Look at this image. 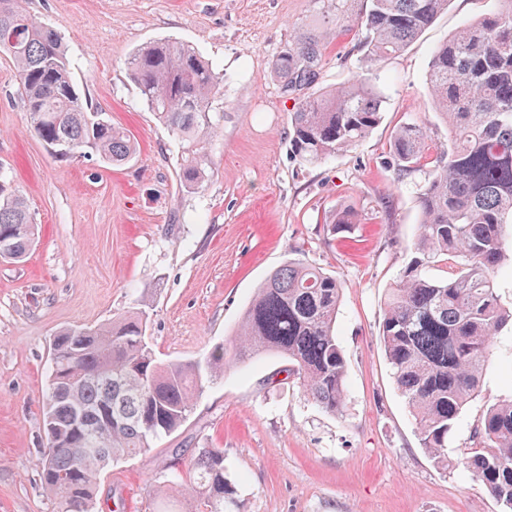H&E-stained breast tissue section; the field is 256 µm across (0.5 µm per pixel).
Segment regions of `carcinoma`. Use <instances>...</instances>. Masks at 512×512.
I'll return each instance as SVG.
<instances>
[{
	"instance_id": "carcinoma-1",
	"label": "carcinoma",
	"mask_w": 512,
	"mask_h": 512,
	"mask_svg": "<svg viewBox=\"0 0 512 512\" xmlns=\"http://www.w3.org/2000/svg\"><path fill=\"white\" fill-rule=\"evenodd\" d=\"M496 2L495 11L440 44L429 62L430 97L449 145L424 172L416 256L388 289L380 338L421 448L438 468L481 480L503 512H512V398L486 406L473 451L448 456V436L480 392L493 339L512 323V309L494 288L506 260L505 229L512 226V0ZM447 7L448 0H366L354 17L364 59L402 52ZM329 37L323 29L281 47L272 74L284 96L318 84ZM0 50L14 65L35 135L68 146L60 158L92 153L121 166L136 156L125 129L83 105L62 38L36 21L24 0H0ZM129 68L147 110L183 144L181 186L202 188L213 165L205 137L217 133V113L224 111V74L192 46L166 38L139 47ZM382 105L372 76L313 92L289 113L291 157L315 165L356 146L381 122ZM426 146V129L417 123L395 131L394 181L419 170ZM356 221L353 211L340 210L330 231L348 233ZM37 236L25 199L0 178V239L10 244L13 260L24 259ZM438 262L448 264L447 275H427L428 264ZM342 290L322 268L290 260L258 288L230 345L200 361H160L146 341L142 309L94 329L59 331L44 400L45 424L56 433L39 459L57 512H90L101 470L181 428L205 384L230 363L279 355L318 406L340 411L347 395L336 334ZM185 473L187 493L203 501L206 512L237 506L224 475V449L199 448L186 470L176 468L154 486L158 512H170V491Z\"/></svg>"
}]
</instances>
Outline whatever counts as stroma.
<instances>
[{"label":"stroma","instance_id":"stroma-1","mask_svg":"<svg viewBox=\"0 0 512 512\" xmlns=\"http://www.w3.org/2000/svg\"><path fill=\"white\" fill-rule=\"evenodd\" d=\"M63 38L82 102L129 132L136 157L56 158L31 130L15 68L0 52V172L25 198L39 229L19 263L0 261V512H56L38 467L46 444L43 400L55 334L96 327L135 308L162 361L204 358L233 339L257 288L290 260L343 285L336 333L348 367L347 399L331 414L304 392L287 362L263 355L207 384L186 423L146 452L106 466L92 512H152L150 490L177 451H224L241 512H501L481 481L439 469L420 447L380 340L383 303L415 255L423 173L394 184L397 127L427 130V149L448 132L428 104L435 46L494 0H450L403 52L373 65L381 123L357 146L313 166L288 150V114L273 60L314 28L333 34L321 87L363 66L360 32L336 0H25ZM194 46L224 74V117L208 143L214 175L188 192L177 177L180 143L142 102L128 62L146 42ZM348 208L350 234L326 226ZM512 397V327L496 336L481 393L460 414L449 456L474 445L488 401Z\"/></svg>","mask_w":512,"mask_h":512}]
</instances>
